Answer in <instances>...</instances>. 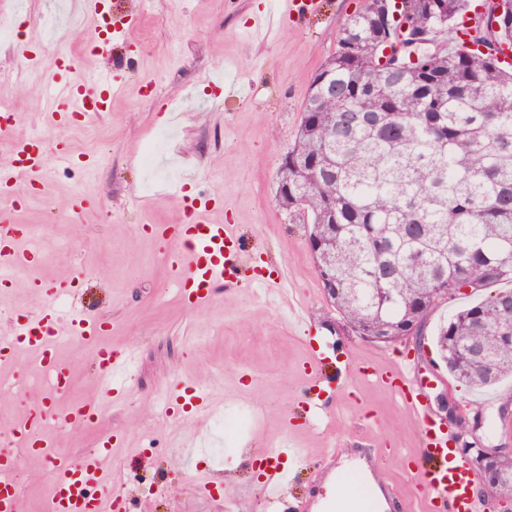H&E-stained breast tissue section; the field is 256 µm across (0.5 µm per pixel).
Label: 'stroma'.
<instances>
[{"mask_svg": "<svg viewBox=\"0 0 512 512\" xmlns=\"http://www.w3.org/2000/svg\"><path fill=\"white\" fill-rule=\"evenodd\" d=\"M23 2V41L38 57L23 80L0 78V103L19 113L13 135L65 139L74 154L94 163L68 168L48 155L39 191L13 211V218L28 225L39 256L15 271L12 288L0 291V331L17 312L40 310L42 300L29 283L76 272L81 279L76 297L66 301L67 312L91 308L107 324L100 344L131 359L119 375L122 396L103 405L94 429H55L62 453L90 451L101 435H115L112 470L135 512H293L297 503L311 506L325 494L336 466L329 449L343 454L370 448L382 488L396 491L389 506L375 512H422L406 474L421 431L394 393L357 372L361 365L405 355L437 419L468 422L475 407H482L489 425L478 431L480 442L512 448V413L499 414L512 401V380L490 390L464 389L434 348L440 322L485 299V292L443 303L422 338L364 340L344 325L325 296L308 248V225L277 202V172L294 143L309 87L362 0H322L319 11L288 21L267 43L250 40L246 29L269 0H152L144 11L125 0L133 15L127 51L134 58L124 73L125 88L109 111L66 125L53 124L48 115L44 86L54 50L45 45L42 18L63 17L67 0ZM218 68L250 83L252 96L228 99L221 84L203 82L204 74ZM161 129L171 133L166 157L177 163L181 177L195 175L193 184L158 181L144 189L140 156ZM184 193L209 199L214 221L237 225L241 276L284 277L280 294L218 286L201 308L183 303L151 227L182 223ZM77 195L84 208L73 215L68 204ZM292 303L305 310L303 325L289 323ZM314 354L352 369L342 395L306 375L304 366ZM60 356L74 373L71 390L58 400L60 410L98 396L94 359L82 342L68 343ZM12 373L0 372V433L43 394L36 387L12 391ZM173 378L206 388L215 405L212 415L168 414ZM219 416L229 425L245 418L251 424L242 434L225 435L223 452L211 447L185 462L183 435L213 433ZM293 444L306 449L303 461L285 455ZM261 450L280 452L288 473L276 506L254 469ZM203 475L214 491L199 489ZM18 478L23 512H44L51 492L48 464L23 460Z\"/></svg>", "mask_w": 512, "mask_h": 512, "instance_id": "1", "label": "stroma"}]
</instances>
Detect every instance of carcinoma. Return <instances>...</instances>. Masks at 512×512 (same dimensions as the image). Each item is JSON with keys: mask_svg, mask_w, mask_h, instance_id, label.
I'll use <instances>...</instances> for the list:
<instances>
[{"mask_svg": "<svg viewBox=\"0 0 512 512\" xmlns=\"http://www.w3.org/2000/svg\"><path fill=\"white\" fill-rule=\"evenodd\" d=\"M363 0L309 89L288 151V188L278 198L310 224L328 219L322 249L336 257L334 306L363 337L407 324L423 334L429 316L468 287L512 283V26L476 27L459 42L470 0H443L439 17L424 0H403V18L425 28L440 20L445 40L416 50L401 73L380 62L385 41ZM512 317V289L501 290L441 323L435 347L448 372L472 389L512 378V327L501 341L482 328ZM494 491L512 495V461Z\"/></svg>", "mask_w": 512, "mask_h": 512, "instance_id": "carcinoma-1", "label": "carcinoma"}]
</instances>
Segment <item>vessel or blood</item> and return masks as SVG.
<instances>
[{
    "label": "vessel or blood",
    "mask_w": 512,
    "mask_h": 512,
    "mask_svg": "<svg viewBox=\"0 0 512 512\" xmlns=\"http://www.w3.org/2000/svg\"><path fill=\"white\" fill-rule=\"evenodd\" d=\"M303 8L301 0H272L270 6L248 28L253 39L276 32L289 16ZM50 115L62 123L77 117L91 118L101 99L112 98L124 88L123 76L113 70L98 75L81 74L77 60L69 54L54 60L50 68ZM46 165L45 153L32 139L14 142L7 163L0 165V192L16 190L18 183L36 185ZM209 201L201 198L186 205L182 224H158L156 236L163 241L172 263V272L189 306L208 301L217 285L238 287L237 263L239 236L232 224H214L209 219ZM27 225L15 223L12 216L0 213V265H29L37 254L19 248L28 238ZM45 306L40 314H20L8 331L0 333V369L13 367L15 355L27 349L52 376L53 391L33 404L24 420L10 432L8 449L0 450V512H21V490L16 476L23 459L38 458L54 470L53 493L48 512H113L124 502L121 481L112 474L113 441L104 438L97 449L79 456L60 454L53 438L43 436L46 424L59 423L68 429L94 427L102 401L118 397L112 376L123 364L112 350L100 348L96 339L103 328L100 319L73 313L67 324H60L55 312L58 297L71 294V278H60L45 288ZM77 338L91 348L99 363L100 396L83 401L66 414H59L56 399L67 394L73 384L71 370L60 359L58 349L64 339ZM362 374L370 381L393 391L414 417L425 437L419 462L410 469L417 493L427 512L444 507L445 512H479L471 495L473 474L468 463L452 447L454 436L443 430L416 383V370L409 361L391 364L387 369L365 365ZM170 402L182 413L212 410L208 391L180 382L168 386ZM266 494L278 501L286 481L279 461L265 467Z\"/></svg>",
    "instance_id": "1"
}]
</instances>
